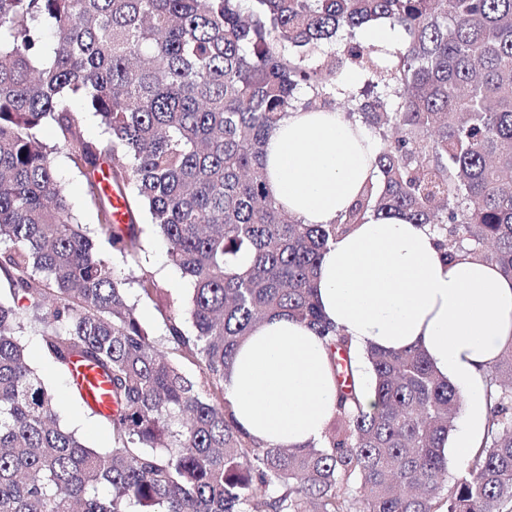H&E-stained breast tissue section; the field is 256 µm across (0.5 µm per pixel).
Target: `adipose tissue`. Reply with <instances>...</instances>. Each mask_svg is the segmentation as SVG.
<instances>
[{
    "label": "adipose tissue",
    "mask_w": 512,
    "mask_h": 512,
    "mask_svg": "<svg viewBox=\"0 0 512 512\" xmlns=\"http://www.w3.org/2000/svg\"><path fill=\"white\" fill-rule=\"evenodd\" d=\"M375 145L343 113L291 112L266 152L271 196L305 224H331L375 178ZM429 226L370 217L336 239L315 276L325 319L358 346L424 350L461 397L459 457L479 448L483 375L512 343V278L469 256L447 259ZM226 396L239 425L267 446L319 442L336 412L323 340L288 316L264 320L236 353Z\"/></svg>",
    "instance_id": "ef3b65f1"
}]
</instances>
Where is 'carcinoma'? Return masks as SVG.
I'll return each mask as SVG.
<instances>
[{"label":"carcinoma","instance_id":"obj_1","mask_svg":"<svg viewBox=\"0 0 512 512\" xmlns=\"http://www.w3.org/2000/svg\"><path fill=\"white\" fill-rule=\"evenodd\" d=\"M377 19L408 42L355 39ZM340 31L343 54L326 51ZM345 65L372 78L361 94L336 86ZM336 109L379 135V179L336 223L303 224L266 190L265 147L288 112ZM58 147L130 266L147 211L193 283L192 328L146 273L139 296L164 334L142 324L126 279L73 222ZM383 213L512 277V0H0V512H512V343L485 373L481 448L450 486L454 386L419 348L370 345L366 407L359 352L320 311L323 254ZM280 313L323 339L336 381L324 437L303 449L262 446L226 398L240 341ZM27 319L59 373L79 358L105 377L106 413L70 392L109 427L108 449L59 422L27 362Z\"/></svg>","mask_w":512,"mask_h":512}]
</instances>
